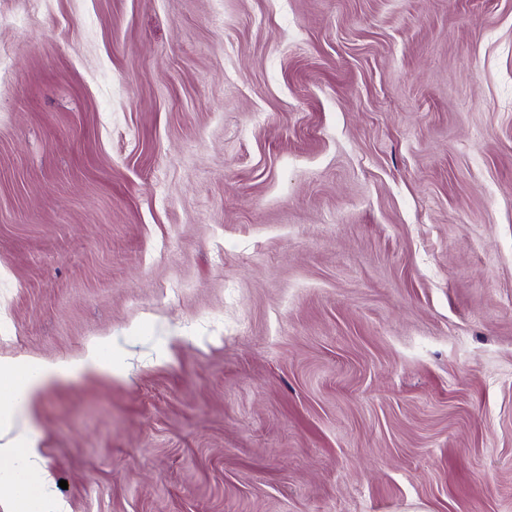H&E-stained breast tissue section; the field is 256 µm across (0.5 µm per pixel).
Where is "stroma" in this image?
<instances>
[{
  "label": "stroma",
  "instance_id": "stroma-1",
  "mask_svg": "<svg viewBox=\"0 0 512 512\" xmlns=\"http://www.w3.org/2000/svg\"><path fill=\"white\" fill-rule=\"evenodd\" d=\"M66 512H512V0H0V357Z\"/></svg>",
  "mask_w": 512,
  "mask_h": 512
}]
</instances>
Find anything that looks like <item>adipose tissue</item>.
I'll list each match as a JSON object with an SVG mask.
<instances>
[{
  "label": "adipose tissue",
  "mask_w": 512,
  "mask_h": 512,
  "mask_svg": "<svg viewBox=\"0 0 512 512\" xmlns=\"http://www.w3.org/2000/svg\"><path fill=\"white\" fill-rule=\"evenodd\" d=\"M112 343H89L76 359L48 363L28 357L0 359V498L13 512H63L43 469L34 436L19 422L27 406L54 383L72 376L112 375Z\"/></svg>",
  "instance_id": "1"
}]
</instances>
